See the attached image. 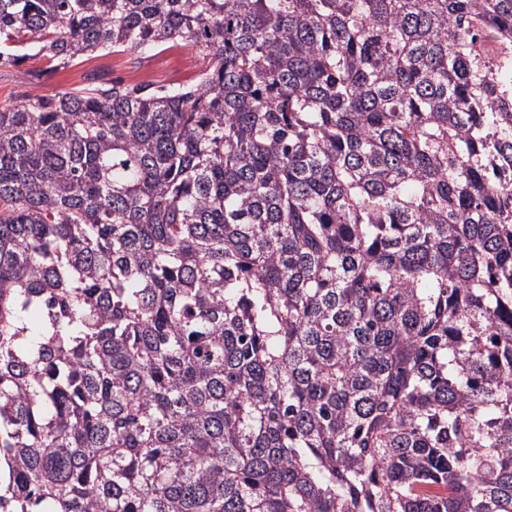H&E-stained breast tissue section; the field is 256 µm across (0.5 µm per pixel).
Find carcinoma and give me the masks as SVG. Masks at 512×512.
I'll return each instance as SVG.
<instances>
[{"label":"carcinoma","instance_id":"1","mask_svg":"<svg viewBox=\"0 0 512 512\" xmlns=\"http://www.w3.org/2000/svg\"><path fill=\"white\" fill-rule=\"evenodd\" d=\"M170 44L0 106V512H512V0H0ZM183 47V46H182ZM76 61L41 79L29 71L44 67L40 59H30L20 66H2L0 70V103L15 100L26 92L53 94L90 82L93 77L118 79L125 83H153L172 86L188 83L202 68L201 60L186 47L156 52L142 62L127 54L101 55Z\"/></svg>","mask_w":512,"mask_h":512}]
</instances>
